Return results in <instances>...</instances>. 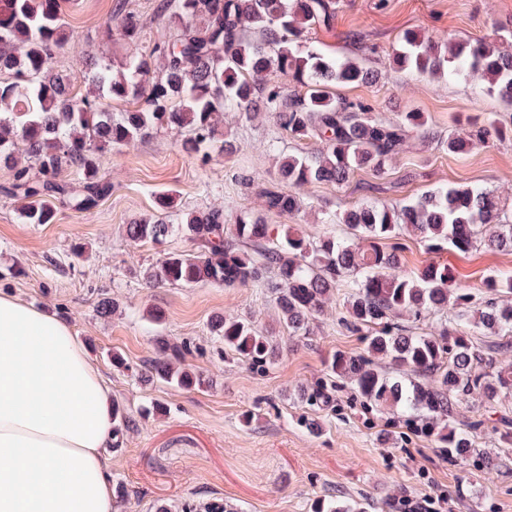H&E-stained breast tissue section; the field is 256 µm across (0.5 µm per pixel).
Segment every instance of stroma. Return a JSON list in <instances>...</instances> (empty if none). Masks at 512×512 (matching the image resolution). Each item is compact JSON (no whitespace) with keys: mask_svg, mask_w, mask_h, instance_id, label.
<instances>
[{"mask_svg":"<svg viewBox=\"0 0 512 512\" xmlns=\"http://www.w3.org/2000/svg\"><path fill=\"white\" fill-rule=\"evenodd\" d=\"M124 4L150 20L158 0H77L65 21L70 46L59 58L76 91H85L89 53L125 55L103 31ZM512 29V0H339L331 30H318L320 48L329 55L364 51L381 78L375 84L341 87L342 96L364 99L380 118L419 111L429 118L431 138L411 137L382 177L359 170L337 186L313 182L300 190L302 210L292 216L269 213L267 223H292L310 237L322 235L325 216L361 203L392 204L449 183H469L494 191L512 205V143L476 149L466 156L439 147L457 122L487 114L512 125V108L483 93L477 83L432 79L393 71L385 62L396 37L413 28L440 40L485 35L492 20ZM223 130L240 149L231 157L213 153L208 165L182 153L176 135L161 130L121 152L106 155L105 173L112 194L89 212L57 203L50 224H28L23 199L0 195V292L16 295L57 314L85 342L128 417L112 449L113 483L127 496L117 512H181L187 501L223 502L237 512H311L314 499L333 496L364 500L371 512H398L400 500L444 496L453 512H512V450L496 434L500 417L512 419V399L487 413L480 396L459 405V423L482 418L480 451L499 463L484 469L477 457L449 461L426 438L386 435L395 420L391 408H364L348 387L336 394L335 409L309 406L301 390L313 386L334 351L357 353L358 337L339 323L346 310L333 298L310 323L308 337L290 335L273 295L254 286L225 288L147 287L143 271L166 252L191 250L175 234L164 244L135 243L126 226L157 215L155 195L174 190L183 210L224 211L225 223L243 212H260L262 184L277 182L281 155L314 151L312 141L279 136L272 121L224 115ZM277 151H269L270 141ZM81 257H74L73 248ZM453 268L457 287L482 295V278L512 271V252L481 248L440 255ZM116 301V312L101 315L102 299ZM165 314L152 322L150 310ZM252 320L277 347L264 375L222 357V343L211 336L212 316ZM186 345L185 363L204 385L183 390L141 371L158 357L159 340ZM119 352L126 368L113 367ZM319 430H311V422Z\"/></svg>","mask_w":512,"mask_h":512,"instance_id":"35a3bbf8","label":"stroma"}]
</instances>
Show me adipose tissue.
I'll use <instances>...</instances> for the list:
<instances>
[{
	"label": "adipose tissue",
	"instance_id": "obj_1",
	"mask_svg": "<svg viewBox=\"0 0 512 512\" xmlns=\"http://www.w3.org/2000/svg\"><path fill=\"white\" fill-rule=\"evenodd\" d=\"M111 388L57 316L0 293V512H113Z\"/></svg>",
	"mask_w": 512,
	"mask_h": 512
}]
</instances>
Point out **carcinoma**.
Here are the masks:
<instances>
[{
	"label": "carcinoma",
	"instance_id": "carcinoma-1",
	"mask_svg": "<svg viewBox=\"0 0 512 512\" xmlns=\"http://www.w3.org/2000/svg\"><path fill=\"white\" fill-rule=\"evenodd\" d=\"M73 2L0 0V163L12 175L0 192L27 200L22 217L28 224L52 223L59 199L81 211L97 207L112 194L102 171L104 155L160 129L181 136V150L207 162L226 112L247 121L266 114L281 133L318 145L314 152L282 155L279 172L288 190L261 191L265 211L287 216L301 208V187L342 185L357 169L380 177L411 134L429 137L422 112L382 120L372 104L338 93L340 86L376 81L378 71L365 68L359 57L328 56L313 40L316 30L332 26L336 0H161L152 47L127 55L118 71L108 58L88 55L83 93L52 67L55 55L67 49L65 15ZM147 28L139 15L121 14L112 43L138 46ZM388 60L394 70L476 80L484 93L512 107L511 31L439 42L406 30ZM114 101L127 108L112 111ZM507 140L512 127L489 116L449 131L442 148L464 155ZM68 169L81 176L77 192L59 180ZM155 204L159 217L127 225L128 238L161 245L181 233L195 248L167 253L148 267L143 277L153 287L259 284L274 295L294 336L308 335L312 317L346 289L347 315L340 324L361 337L364 349L331 354L324 379L303 393L307 404L329 406L336 380L346 379L356 398L391 406L404 415L409 431L434 439L448 457L463 461L475 451L474 432L482 421L456 427L459 403L473 393L489 405L512 398V371L498 367L496 358L512 348V304L503 300L512 295V273L487 276L486 296L478 300L455 287L446 264L402 268L401 239L407 234L431 254H466L480 246L511 252L512 212L493 192L455 184L400 204L361 203L326 218L350 235L331 229L318 238L252 213L228 225L222 209L180 212L173 222L175 197L159 194ZM449 308L453 318L439 332L415 331L428 315ZM209 331L224 353L253 372H266L276 357L268 337L248 319L217 315ZM474 333L492 340L474 342ZM160 349L149 377L187 390L203 385L182 365L183 347L163 341ZM384 360L397 375L386 371ZM368 507L324 497L314 501L312 512Z\"/></svg>",
	"mask_w": 512,
	"mask_h": 512
}]
</instances>
